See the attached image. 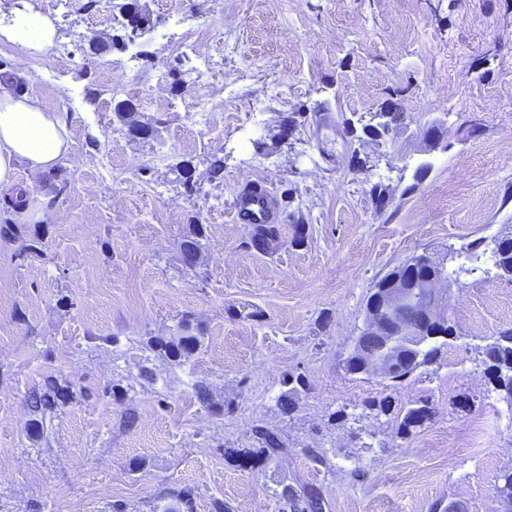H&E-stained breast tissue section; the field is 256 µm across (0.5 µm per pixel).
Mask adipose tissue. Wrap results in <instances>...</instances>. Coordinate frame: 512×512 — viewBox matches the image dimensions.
<instances>
[{
	"label": "adipose tissue",
	"mask_w": 512,
	"mask_h": 512,
	"mask_svg": "<svg viewBox=\"0 0 512 512\" xmlns=\"http://www.w3.org/2000/svg\"><path fill=\"white\" fill-rule=\"evenodd\" d=\"M70 149L67 126L56 113L45 111L27 95L13 94L0 81V189L13 191L10 211L18 223L43 218L44 204L18 191L17 166L47 173Z\"/></svg>",
	"instance_id": "ef3b65f1"
}]
</instances>
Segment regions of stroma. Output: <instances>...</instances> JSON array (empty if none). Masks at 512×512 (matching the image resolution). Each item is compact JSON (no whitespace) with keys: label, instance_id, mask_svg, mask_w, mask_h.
<instances>
[{"label":"stroma","instance_id":"stroma-1","mask_svg":"<svg viewBox=\"0 0 512 512\" xmlns=\"http://www.w3.org/2000/svg\"><path fill=\"white\" fill-rule=\"evenodd\" d=\"M54 2L0 0V71L71 140L55 171L18 170L50 200L28 227L39 253L0 237V512H163L181 489L194 512L216 498L279 512L285 484L319 491L326 512H498L512 405L482 351L512 328V281L458 267L467 244L512 235V0H150L142 47L124 43L117 0ZM34 18L38 42L18 34ZM390 101L405 119L388 142L348 133ZM127 103L155 137L129 132ZM248 183L280 203L274 255L232 219ZM191 224L206 227L193 270ZM422 253L459 272L443 286L458 338L396 388L347 372L374 284ZM187 314L201 349L176 362L146 348ZM290 373L309 389L286 416ZM49 376L73 395L36 428L25 398ZM387 394L428 400L433 419L398 437L364 407ZM256 424L285 450L243 469L231 453L254 447ZM205 237L202 224H191L181 241V260L186 267H193V259L200 254L201 240Z\"/></svg>","mask_w":512,"mask_h":512}]
</instances>
